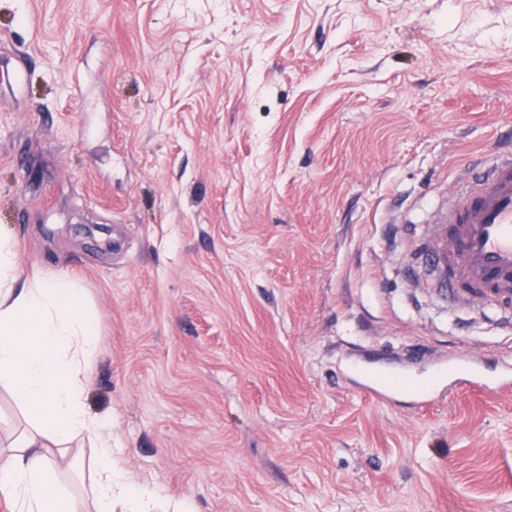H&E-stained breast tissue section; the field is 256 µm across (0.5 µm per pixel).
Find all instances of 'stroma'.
Segmentation results:
<instances>
[{
  "instance_id": "35a3bbf8",
  "label": "stroma",
  "mask_w": 512,
  "mask_h": 512,
  "mask_svg": "<svg viewBox=\"0 0 512 512\" xmlns=\"http://www.w3.org/2000/svg\"><path fill=\"white\" fill-rule=\"evenodd\" d=\"M511 129L512 0H0V232L84 288L87 405L194 512H512V392L352 374L512 361L410 266Z\"/></svg>"
}]
</instances>
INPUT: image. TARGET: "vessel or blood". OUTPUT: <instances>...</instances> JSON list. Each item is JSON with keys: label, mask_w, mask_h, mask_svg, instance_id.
I'll return each mask as SVG.
<instances>
[{"label": "vessel or blood", "mask_w": 512, "mask_h": 512, "mask_svg": "<svg viewBox=\"0 0 512 512\" xmlns=\"http://www.w3.org/2000/svg\"><path fill=\"white\" fill-rule=\"evenodd\" d=\"M414 266L420 282L448 299L512 317V149L452 193L431 222ZM459 381L487 393L511 392L512 363L489 377L476 357L455 355L448 361V382Z\"/></svg>", "instance_id": "1"}]
</instances>
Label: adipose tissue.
<instances>
[{
    "instance_id": "adipose-tissue-1",
    "label": "adipose tissue",
    "mask_w": 512,
    "mask_h": 512,
    "mask_svg": "<svg viewBox=\"0 0 512 512\" xmlns=\"http://www.w3.org/2000/svg\"><path fill=\"white\" fill-rule=\"evenodd\" d=\"M99 344L92 311L69 273L52 278L19 272L16 245L0 235V379L11 383L32 426L0 449V496L15 512H75L52 450L94 438L89 495L95 512H154L155 494L127 477L101 420L86 404V382Z\"/></svg>"
}]
</instances>
